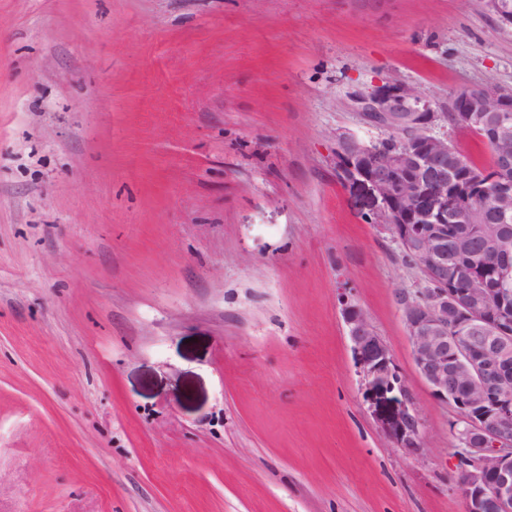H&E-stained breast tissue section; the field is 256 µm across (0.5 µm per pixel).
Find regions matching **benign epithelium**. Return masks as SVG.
Instances as JSON below:
<instances>
[{
	"label": "benign epithelium",
	"instance_id": "7a95c632",
	"mask_svg": "<svg viewBox=\"0 0 512 512\" xmlns=\"http://www.w3.org/2000/svg\"><path fill=\"white\" fill-rule=\"evenodd\" d=\"M366 123L390 133L395 145L372 147L340 137L336 172L367 189L368 222L384 226L424 277L426 287L398 291L416 374L450 409L456 442V488L465 512H512V260L497 244L496 224L512 222V186L496 188L498 207L471 213L481 225L483 248L469 255L496 270L490 285L463 276L466 264L452 252L450 228L463 211L457 185L483 193L491 180L464 168L448 136L432 132L448 113L434 111L418 93L397 85L358 99ZM451 111L465 124L485 125L500 147L499 165L512 167V90L471 87L454 93ZM343 317L368 403L391 395L383 429L407 456L424 448L423 422L389 347L363 310L345 304Z\"/></svg>",
	"mask_w": 512,
	"mask_h": 512
}]
</instances>
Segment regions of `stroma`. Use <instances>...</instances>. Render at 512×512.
Returning a JSON list of instances; mask_svg holds the SVG:
<instances>
[{
  "instance_id": "obj_1",
  "label": "stroma",
  "mask_w": 512,
  "mask_h": 512,
  "mask_svg": "<svg viewBox=\"0 0 512 512\" xmlns=\"http://www.w3.org/2000/svg\"><path fill=\"white\" fill-rule=\"evenodd\" d=\"M396 84L512 89L472 0H0V512H464L424 287L336 138ZM425 426L394 448L342 314ZM343 317L365 402L372 404L378 397L391 394L393 408L383 429L402 453L420 455L425 442L423 422L389 347L370 326L359 306L346 302Z\"/></svg>"
}]
</instances>
